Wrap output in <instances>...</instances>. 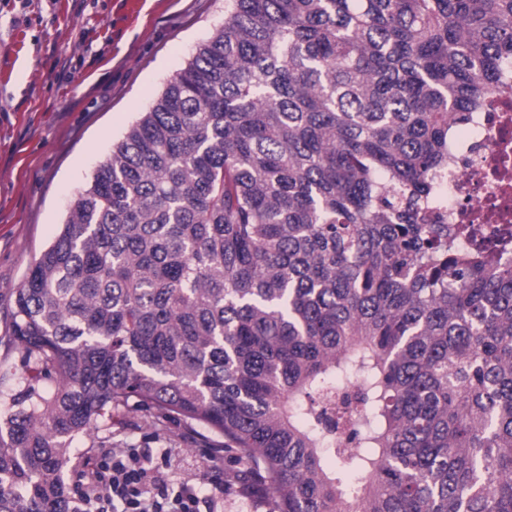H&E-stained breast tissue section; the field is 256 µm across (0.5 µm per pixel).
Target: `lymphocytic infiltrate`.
Listing matches in <instances>:
<instances>
[{"mask_svg": "<svg viewBox=\"0 0 512 512\" xmlns=\"http://www.w3.org/2000/svg\"><path fill=\"white\" fill-rule=\"evenodd\" d=\"M167 461V453L148 448L106 453L87 463L79 501L91 512H200L201 504L223 501L224 470L217 456L208 459L211 481L205 495L187 482L169 484L163 473Z\"/></svg>", "mask_w": 512, "mask_h": 512, "instance_id": "obj_1", "label": "lymphocytic infiltrate"}]
</instances>
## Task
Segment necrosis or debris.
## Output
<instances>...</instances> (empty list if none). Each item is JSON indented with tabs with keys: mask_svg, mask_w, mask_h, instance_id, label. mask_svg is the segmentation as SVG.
<instances>
[{
	"mask_svg": "<svg viewBox=\"0 0 512 512\" xmlns=\"http://www.w3.org/2000/svg\"><path fill=\"white\" fill-rule=\"evenodd\" d=\"M436 186L433 209L463 246L478 242L512 260V70L465 128L449 129L448 169Z\"/></svg>",
	"mask_w": 512,
	"mask_h": 512,
	"instance_id": "necrosis-or-debris-1",
	"label": "necrosis or debris"
}]
</instances>
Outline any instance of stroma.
<instances>
[{
	"label": "stroma",
	"mask_w": 512,
	"mask_h": 512,
	"mask_svg": "<svg viewBox=\"0 0 512 512\" xmlns=\"http://www.w3.org/2000/svg\"><path fill=\"white\" fill-rule=\"evenodd\" d=\"M223 22L224 0H0V337L77 192ZM147 418L113 413V447L167 449L171 480L206 486L192 428Z\"/></svg>",
	"instance_id": "stroma-1"
}]
</instances>
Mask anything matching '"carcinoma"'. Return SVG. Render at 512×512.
<instances>
[{
  "label": "carcinoma",
  "instance_id": "carcinoma-1",
  "mask_svg": "<svg viewBox=\"0 0 512 512\" xmlns=\"http://www.w3.org/2000/svg\"><path fill=\"white\" fill-rule=\"evenodd\" d=\"M512 0H226L16 294L0 512L134 401L274 512H512V263L428 212Z\"/></svg>",
  "mask_w": 512,
  "mask_h": 512
}]
</instances>
